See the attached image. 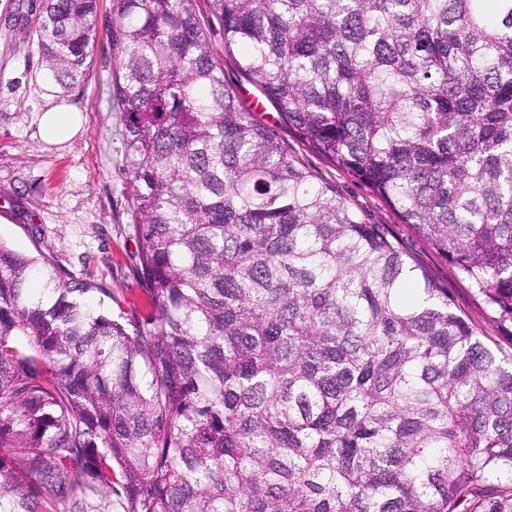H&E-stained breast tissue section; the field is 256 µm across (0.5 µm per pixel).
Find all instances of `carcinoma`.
<instances>
[{"instance_id":"obj_1","label":"carcinoma","mask_w":512,"mask_h":512,"mask_svg":"<svg viewBox=\"0 0 512 512\" xmlns=\"http://www.w3.org/2000/svg\"><path fill=\"white\" fill-rule=\"evenodd\" d=\"M151 311L0 243V512H512V355L288 157L193 0H115ZM243 77L512 325V0H212ZM97 0H42L83 80Z\"/></svg>"}]
</instances>
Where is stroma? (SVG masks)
Listing matches in <instances>:
<instances>
[{"instance_id":"obj_1","label":"stroma","mask_w":512,"mask_h":512,"mask_svg":"<svg viewBox=\"0 0 512 512\" xmlns=\"http://www.w3.org/2000/svg\"><path fill=\"white\" fill-rule=\"evenodd\" d=\"M194 7L226 82L243 93L240 52L225 50L211 0H194ZM40 12L41 0H0V241L21 253L50 254L57 265L96 284L92 302L133 325L145 317L148 298L137 273L124 124L113 105L112 51L107 40H99L79 86L61 91L40 68L34 35ZM53 102L73 105L86 117L72 142L50 145L40 135L39 118ZM257 118L291 158L333 185L364 223L382 225L414 264L447 289L455 311L489 345L512 351V327L496 323L452 263L382 198L313 148L276 109Z\"/></svg>"}]
</instances>
